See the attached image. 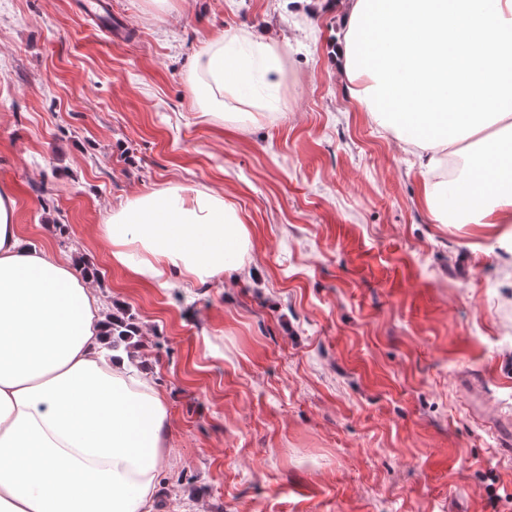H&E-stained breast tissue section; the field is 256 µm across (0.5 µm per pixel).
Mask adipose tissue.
<instances>
[{
  "label": "adipose tissue",
  "mask_w": 512,
  "mask_h": 512,
  "mask_svg": "<svg viewBox=\"0 0 512 512\" xmlns=\"http://www.w3.org/2000/svg\"><path fill=\"white\" fill-rule=\"evenodd\" d=\"M331 57L359 111L438 170L468 156L463 198L425 181L447 223L512 224V0H346ZM282 78L276 41L220 35L191 61L215 110L246 100L254 75ZM0 185V512H153L168 401L106 352L100 301L62 255L28 245ZM100 231L114 268L169 287L240 268L251 231L223 195L182 185L113 209Z\"/></svg>",
  "instance_id": "adipose-tissue-1"
}]
</instances>
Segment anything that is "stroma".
Masks as SVG:
<instances>
[{"mask_svg":"<svg viewBox=\"0 0 512 512\" xmlns=\"http://www.w3.org/2000/svg\"><path fill=\"white\" fill-rule=\"evenodd\" d=\"M0 0V184L24 240L135 318L170 430L155 512H512V226L440 224L411 148L298 0ZM270 34L283 78L202 112L191 56ZM171 184L251 226L243 271L156 288L99 226Z\"/></svg>","mask_w":512,"mask_h":512,"instance_id":"stroma-1","label":"stroma"}]
</instances>
